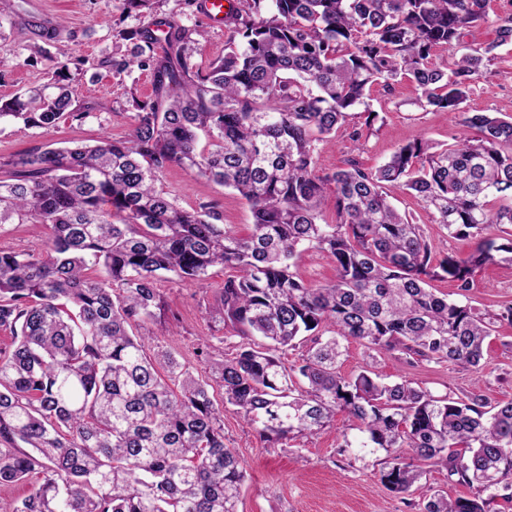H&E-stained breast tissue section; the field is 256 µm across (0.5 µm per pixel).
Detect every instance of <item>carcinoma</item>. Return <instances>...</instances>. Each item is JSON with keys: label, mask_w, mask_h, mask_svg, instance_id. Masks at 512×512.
<instances>
[{"label": "carcinoma", "mask_w": 512, "mask_h": 512, "mask_svg": "<svg viewBox=\"0 0 512 512\" xmlns=\"http://www.w3.org/2000/svg\"><path fill=\"white\" fill-rule=\"evenodd\" d=\"M488 3L229 0L224 55L204 69L191 63L202 33L174 14L115 31L130 53L103 64L153 77L152 96L132 99L128 135L32 153L0 180V227L50 230L43 252L0 249V331L12 338L0 350V486L39 476L0 512H237L246 473L224 444L226 407L272 444L317 433L342 410L359 435H342L340 447L384 450L381 481L392 490L422 489V462L478 490L435 493L421 512H486L482 494L512 486V399L436 397L366 366L353 377L338 370L350 340L477 370L495 322L512 324V304L485 320L430 287L448 279L464 296L477 269L512 262V236L495 233L512 226V117L467 109L491 51L512 43L511 17L490 47L465 44ZM36 36L21 45L24 64L69 55L58 28ZM439 49L451 64L430 61ZM67 70L1 103L0 121L87 119ZM400 79L421 108L458 116L457 142L420 138L375 169L351 160L319 173L317 155L367 106L366 88ZM171 166L245 200L248 233L226 229L211 203L186 210L159 191ZM391 189L474 239L473 251L435 258ZM303 247L333 259L334 279L297 274ZM215 266L237 275L209 310L224 335L205 345L200 380L171 352L148 353L133 325L154 317L163 275L198 280ZM233 337L243 343L226 358ZM300 339L311 345L288 366L277 352Z\"/></svg>", "instance_id": "obj_1"}]
</instances>
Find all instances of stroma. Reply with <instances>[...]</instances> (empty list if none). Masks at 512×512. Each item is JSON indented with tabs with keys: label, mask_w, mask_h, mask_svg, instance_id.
Here are the masks:
<instances>
[{
	"label": "stroma",
	"mask_w": 512,
	"mask_h": 512,
	"mask_svg": "<svg viewBox=\"0 0 512 512\" xmlns=\"http://www.w3.org/2000/svg\"><path fill=\"white\" fill-rule=\"evenodd\" d=\"M9 13L34 22L64 21L59 44L68 45L72 54L86 58L73 84L79 103L92 105L93 113L84 122L63 119L51 130L31 128L16 122L0 123V180L12 178L18 160L28 153L62 146L63 143L92 142L109 136L121 138L129 130L133 98H146L152 91L151 75L134 69L121 74L105 67V58L115 49L113 31L138 25V15L127 13L123 0H10ZM184 25L203 29L204 39L195 44L191 61L204 67L224 53L229 33L226 27L205 24L200 16L183 17ZM79 32L76 42H69V32ZM6 36L0 48V100L10 99L20 91L45 82L47 72L64 64V57L54 61L39 60L22 65L18 55L29 31L0 28ZM495 59L478 76L468 108L473 112H493L512 116V44L496 46ZM417 93L406 80L392 90L375 84L367 92L368 110L350 113L347 125L338 129L334 146L320 151L317 166L331 171L356 161L366 168L384 163L401 145L425 138L448 146L459 135L457 118L445 111L425 110L416 102ZM376 112L377 120L366 125V111ZM360 128V141H352L350 127ZM159 190L190 210L200 203L216 204L223 224L244 234L252 222L248 204L230 189L202 177L172 167L160 174ZM394 204L408 212L420 224L436 254L464 257L474 249L472 240L450 236L446 229L432 224L415 200L394 192ZM230 270L216 266L201 281H181L168 276L158 282L161 306L153 319L134 329L149 347L160 346L173 352L189 365L194 375L204 376L205 364L198 351L215 329L208 307L230 277ZM438 294L461 299L473 312L487 315L501 305L512 303V263L499 262L477 269L474 286L466 297H458L453 282H435ZM371 366L388 381L409 380L433 395L467 398L482 396L488 402L512 399V326L497 325L484 347L481 370L453 363H435L406 356L398 351L375 353L361 343L349 341L339 363L342 375L351 377L363 366ZM355 435L356 422L345 412H337L331 428L312 435H299L287 444L269 446L246 426L234 409L224 412V441L241 459L246 481L237 503L238 512H417L408 494L399 493L381 480L387 454L349 455L340 452V433Z\"/></svg>",
	"instance_id": "stroma-1"
}]
</instances>
